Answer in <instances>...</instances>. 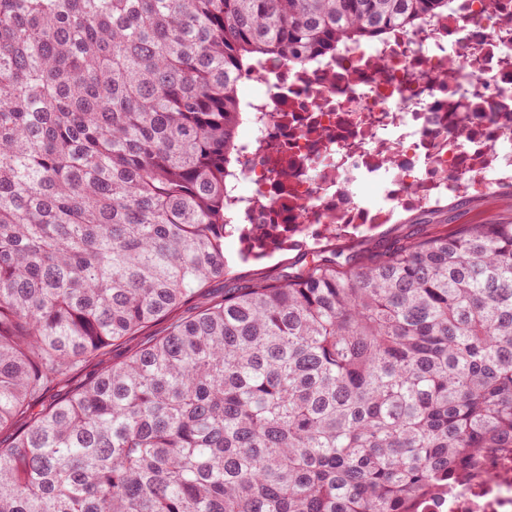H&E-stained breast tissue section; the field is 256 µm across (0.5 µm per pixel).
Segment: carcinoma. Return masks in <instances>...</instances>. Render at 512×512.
<instances>
[{
	"mask_svg": "<svg viewBox=\"0 0 512 512\" xmlns=\"http://www.w3.org/2000/svg\"><path fill=\"white\" fill-rule=\"evenodd\" d=\"M448 0H0V512H431L512 453V224L380 260L315 248L180 311L242 262L345 224H254L238 93ZM280 181L285 150L265 145ZM164 333L69 397L52 384ZM165 328L163 322H157L152 326L143 330L139 336H133L122 344L114 345L105 351L102 358H91L83 366L76 371L71 377L59 385H56L45 394L43 404H49L54 401L61 400L67 397L72 392L80 389L92 376H94L104 364H119L122 363L129 354L139 345L147 342L153 337L161 335Z\"/></svg>",
	"mask_w": 512,
	"mask_h": 512,
	"instance_id": "cac0c4a2",
	"label": "carcinoma"
}]
</instances>
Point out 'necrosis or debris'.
<instances>
[{"mask_svg":"<svg viewBox=\"0 0 512 512\" xmlns=\"http://www.w3.org/2000/svg\"><path fill=\"white\" fill-rule=\"evenodd\" d=\"M456 62L454 81L445 75ZM250 99L288 123L249 125L248 145L284 141L291 175L279 185L261 159L234 185L241 203L268 194L279 220L296 209L326 224H388L397 211L428 209L464 190L512 185V0H448L446 13L289 71L253 74ZM316 125L326 136L299 134ZM393 155L394 168L380 157ZM383 184L367 202L355 183ZM439 512H512V456L494 458Z\"/></svg>","mask_w":512,"mask_h":512,"instance_id":"necrosis-or-debris-1","label":"necrosis or debris"}]
</instances>
